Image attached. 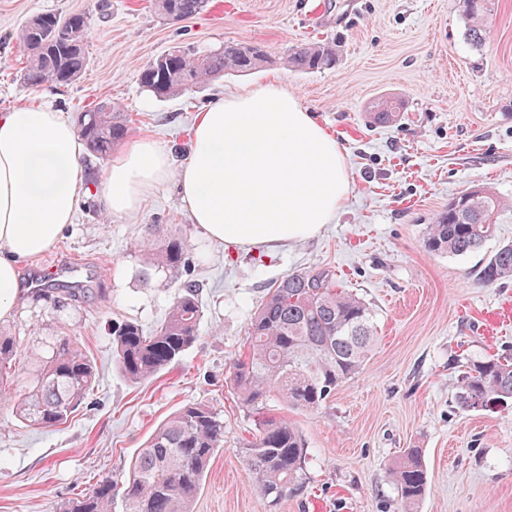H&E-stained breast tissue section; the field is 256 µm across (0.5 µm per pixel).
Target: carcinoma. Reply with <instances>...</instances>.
Masks as SVG:
<instances>
[{"mask_svg": "<svg viewBox=\"0 0 512 512\" xmlns=\"http://www.w3.org/2000/svg\"><path fill=\"white\" fill-rule=\"evenodd\" d=\"M209 0H155L167 20L179 22L207 9ZM494 0H462L466 37L483 44ZM89 18L74 14L61 21L50 14L30 19L18 33L28 51L20 78L30 87L70 84L87 66L85 46ZM259 44L226 43L220 51L196 57L174 51L157 58L140 73L142 87L163 98L216 78L228 71L244 73L268 63ZM336 43L310 42L290 49L283 60L291 71L327 70L336 66ZM404 102L378 98L369 106L373 125L397 121ZM76 131L92 156L105 160L127 135L124 115L116 105L77 113ZM504 202L489 188H474L452 198L448 208L429 225L425 249L434 254L465 256L479 251L496 230ZM157 239L143 244V261L150 267L176 272L185 262L189 242L154 225ZM512 279V243L499 246L477 270V282L493 285ZM85 288H38V297H54L62 308ZM203 316L193 284L174 297L164 322L147 334L133 321L112 325L113 362L130 383L141 384L175 365L197 340ZM248 346L232 364L233 386L242 407L259 416L258 434L241 454L253 476L264 512H276L289 494L302 488L308 445L287 419L268 412L276 396L285 406L313 411L336 388L366 364L376 341L371 308L356 295L339 291L326 270L296 271L268 289L250 314ZM17 338L0 327V390L15 383ZM96 363L74 335L59 336L30 373L17 399L15 414L27 426L63 424L94 391ZM512 401V359L469 360L457 380L455 404L463 411L491 410ZM224 448V418L212 407L194 403L165 420L132 460L127 476L102 477L81 492L61 512H193V502L214 455ZM391 477L407 507L425 495L427 473L422 451L406 448L392 465Z\"/></svg>", "mask_w": 512, "mask_h": 512, "instance_id": "cac0c4a2", "label": "carcinoma"}]
</instances>
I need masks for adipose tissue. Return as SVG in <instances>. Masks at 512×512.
I'll return each instance as SVG.
<instances>
[{
    "label": "adipose tissue",
    "mask_w": 512,
    "mask_h": 512,
    "mask_svg": "<svg viewBox=\"0 0 512 512\" xmlns=\"http://www.w3.org/2000/svg\"><path fill=\"white\" fill-rule=\"evenodd\" d=\"M175 183L192 224L228 248L275 250L317 235L344 208L350 178L336 137L279 80L221 94L196 117L187 157L152 137L107 163L98 187L109 218H135ZM84 190L66 115L30 102L0 113V320L20 297L18 266L52 249Z\"/></svg>",
    "instance_id": "1"
}]
</instances>
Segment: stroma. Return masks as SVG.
<instances>
[{
	"label": "stroma",
	"mask_w": 512,
	"mask_h": 512,
	"mask_svg": "<svg viewBox=\"0 0 512 512\" xmlns=\"http://www.w3.org/2000/svg\"><path fill=\"white\" fill-rule=\"evenodd\" d=\"M48 13L84 14L87 66L68 85L32 88L20 78L27 53L16 39ZM340 45L335 68L285 70L281 57L304 42ZM259 42L270 63L226 72L191 90L157 98L141 70L173 50H217ZM279 79L330 131L345 155V209L316 236L269 252L230 250L191 224L173 184L161 186L135 221L111 220L93 190L104 161L82 154L88 192L55 247L18 267L66 262L89 292L67 308L23 294L1 323L20 348L17 371L53 336L72 332L99 381L60 426L33 428L0 396V512H60L104 476L121 477L151 432L173 412L203 403L224 417V447L211 460L193 512H263L241 449L257 427L231 383L245 350L252 309L293 271L328 270L337 288L373 310L377 341L362 371L315 411L270 401L304 435L306 482L277 512H404L389 476L404 449H421L428 489L414 512H512V404L462 411L458 367L469 359L512 358V280L490 286L476 272L512 242V0H495L484 44L465 38L459 0H210L207 10L170 22L153 0H0V112L44 99L68 117L106 104L123 108L129 138L153 137L182 162L193 119L215 95ZM382 96L405 102L399 121L366 118ZM487 187L506 203L494 237L477 253L427 252L429 224L461 191ZM152 224L183 233L190 263L145 271L141 241ZM200 286L199 337L180 361L145 383L112 364V324H160L186 283Z\"/></svg>",
	"instance_id": "1"
}]
</instances>
